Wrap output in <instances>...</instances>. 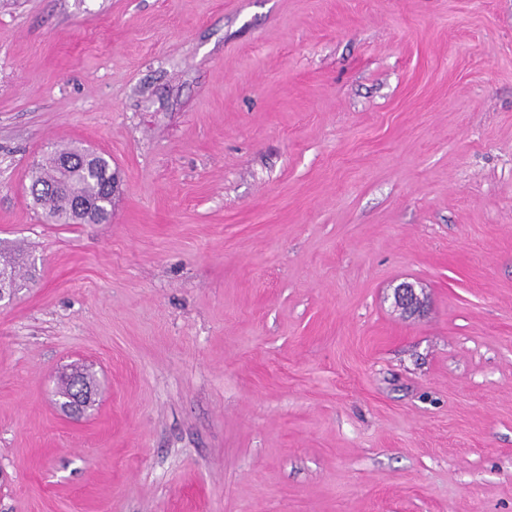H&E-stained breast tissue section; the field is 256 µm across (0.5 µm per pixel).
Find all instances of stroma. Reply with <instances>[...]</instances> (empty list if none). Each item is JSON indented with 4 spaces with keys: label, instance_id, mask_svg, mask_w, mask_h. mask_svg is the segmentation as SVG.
<instances>
[{
    "label": "stroma",
    "instance_id": "1",
    "mask_svg": "<svg viewBox=\"0 0 512 512\" xmlns=\"http://www.w3.org/2000/svg\"><path fill=\"white\" fill-rule=\"evenodd\" d=\"M1 253L0 512H512V0H0ZM85 150L77 147L57 149L31 171L30 183L41 190L39 195L31 196L33 202L53 223L73 224L69 223L73 213L75 216L71 221L77 224L104 222L96 210L105 218L112 216V162L95 154L85 161L84 157L89 156ZM63 160L72 161L71 165L70 161L65 163L69 168L63 169ZM46 166L51 171H47ZM32 185L28 186V192L38 194ZM77 202L85 204L76 205ZM77 375V371L69 375V377L74 381V384L70 389V397L68 399L70 403L67 407L70 409L72 408L73 410L81 409L86 401H90V403L82 409L80 413L82 414L94 405L95 399L91 401L93 398L92 388L83 384H79L77 381Z\"/></svg>",
    "mask_w": 512,
    "mask_h": 512
}]
</instances>
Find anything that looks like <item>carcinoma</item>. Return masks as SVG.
I'll return each instance as SVG.
<instances>
[{"label": "carcinoma", "instance_id": "carcinoma-1", "mask_svg": "<svg viewBox=\"0 0 512 512\" xmlns=\"http://www.w3.org/2000/svg\"><path fill=\"white\" fill-rule=\"evenodd\" d=\"M85 156L81 148L57 149L31 171L30 183L41 190L33 202L56 224L69 223L78 202L112 216V162L100 155L86 161ZM64 160L71 161L70 167L63 168Z\"/></svg>", "mask_w": 512, "mask_h": 512}]
</instances>
